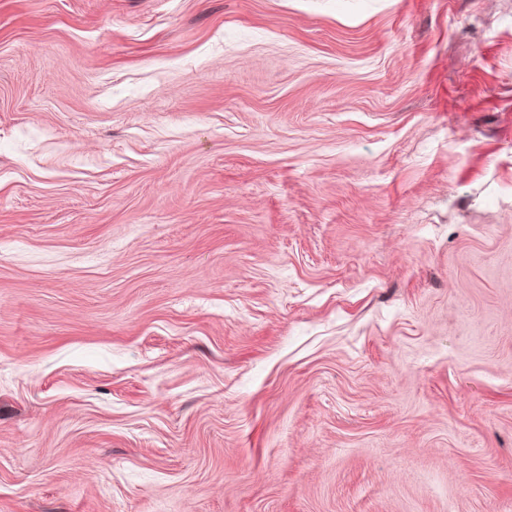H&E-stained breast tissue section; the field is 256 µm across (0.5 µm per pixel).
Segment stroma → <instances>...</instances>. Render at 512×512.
Wrapping results in <instances>:
<instances>
[{"label":"stroma","instance_id":"35a3bbf8","mask_svg":"<svg viewBox=\"0 0 512 512\" xmlns=\"http://www.w3.org/2000/svg\"><path fill=\"white\" fill-rule=\"evenodd\" d=\"M0 512H512V0H0Z\"/></svg>","mask_w":512,"mask_h":512}]
</instances>
